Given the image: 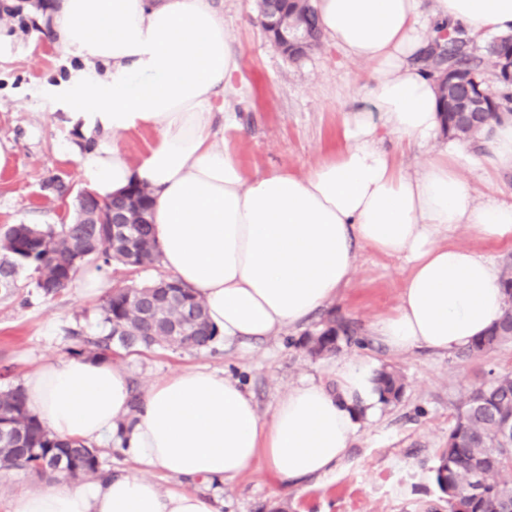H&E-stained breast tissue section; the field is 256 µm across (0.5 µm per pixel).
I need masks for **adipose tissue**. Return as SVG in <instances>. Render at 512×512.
I'll list each match as a JSON object with an SVG mask.
<instances>
[{
  "instance_id": "obj_1",
  "label": "adipose tissue",
  "mask_w": 512,
  "mask_h": 512,
  "mask_svg": "<svg viewBox=\"0 0 512 512\" xmlns=\"http://www.w3.org/2000/svg\"><path fill=\"white\" fill-rule=\"evenodd\" d=\"M326 39L370 68L369 108L345 122V146L307 173L250 177L215 125L219 98L238 94L239 60L208 0H55L51 36L81 58L84 74L63 89L70 125L93 146L75 155L89 188L153 195L162 267L191 288L228 340L279 334L347 287L360 249L401 257L409 272L396 306L374 325L396 354H447L490 328L504 305L500 272L486 255L454 244L459 228L512 245V202L478 201L466 166L512 169V118L485 150L450 140L418 171L398 167L379 130L428 145L441 132L436 83L413 59L432 38L423 0H316ZM440 20L473 31L512 32V0H433ZM107 66L110 80L96 77ZM154 131L131 159L119 135ZM375 364L336 365V387L291 388L269 416L236 382L190 368L154 383L131 405L126 374L102 359L48 363L26 376L30 410L56 436L89 443L115 436L145 473L84 485L58 478L20 492L8 512H216L187 489L149 479L231 481L263 463L288 482L331 472L360 421L380 406Z\"/></svg>"
}]
</instances>
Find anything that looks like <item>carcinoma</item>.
<instances>
[{
  "mask_svg": "<svg viewBox=\"0 0 512 512\" xmlns=\"http://www.w3.org/2000/svg\"><path fill=\"white\" fill-rule=\"evenodd\" d=\"M288 13L306 16L305 31L314 49L321 44L316 9L311 0H287ZM512 53V36L492 38L482 49L470 46L460 26L437 29L421 58L433 70V59L448 55V63L469 74L486 90L482 72L487 65ZM501 91L489 95L482 112L463 119L451 108H443L442 129L448 137L463 142H483L493 127L512 116V94L508 82L497 79ZM135 201L124 197L105 200L108 212L123 213L133 220L132 232L124 239L112 238V225L90 224L81 207L67 224H22L0 233V279L14 280V288L0 296H14L21 285L22 269L31 271L35 288L45 296L59 293L84 267L100 269L112 262L130 270L146 268L158 261L159 252L153 233L151 209L153 198L144 187L129 189ZM505 295L502 317L487 333L475 340L464 354L480 356L512 342V267L501 274ZM106 337L92 343L91 359L105 358L111 347L130 352L136 349L170 348L203 350L220 340L216 328L205 316L203 302L172 277L160 278L147 285L112 289L100 305ZM351 341L349 325L331 315L322 328L307 332L296 345L312 357L336 354L341 342ZM380 401L389 404L400 399L404 384L395 371L382 369L376 377ZM0 422L17 432L14 442L0 441V469L24 470L40 478H54L63 472L58 461H77L70 478L75 481L104 480L112 471L102 468L98 450L81 440L63 441L49 431L27 406L24 391L16 385L0 391ZM512 423V372L496 374L489 381L472 387L464 395L455 423L448 432L447 446L441 449L434 470L437 485L448 480V512H512V453L503 435L505 423Z\"/></svg>",
  "mask_w": 512,
  "mask_h": 512,
  "instance_id": "carcinoma-1",
  "label": "carcinoma"
}]
</instances>
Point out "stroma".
Instances as JSON below:
<instances>
[{"mask_svg":"<svg viewBox=\"0 0 512 512\" xmlns=\"http://www.w3.org/2000/svg\"><path fill=\"white\" fill-rule=\"evenodd\" d=\"M52 0H0V146L9 159L0 168V226L63 224L87 184L75 159H62L64 141L80 142L69 128L55 91L68 85L82 64L58 49L38 16ZM224 18L229 46L240 63L245 92L224 103V135L248 175L285 167L303 174L345 145L344 123L367 104L365 65L323 41L298 60L286 57L259 25L258 0H211ZM408 268L400 260L360 251L352 279L326 310L275 336L244 344L220 341L202 351L155 348L111 358L134 394L173 372L205 367L239 382L260 413L308 380L335 386L338 361L354 356L403 378L399 401L380 405L362 420L357 438L334 472L288 484L264 466L234 480L195 481L191 490L214 500L217 512H448L434 481L438 454L466 391L490 372L512 371V342L479 357L436 355L424 349L391 353L372 333L389 312ZM22 289L0 299V390L21 384L40 365L75 355L100 336L103 294L69 286L39 295L22 276ZM348 323L352 341L336 355L311 357L296 347L305 332L328 315Z\"/></svg>","mask_w":512,"mask_h":512,"instance_id":"1","label":"stroma"}]
</instances>
